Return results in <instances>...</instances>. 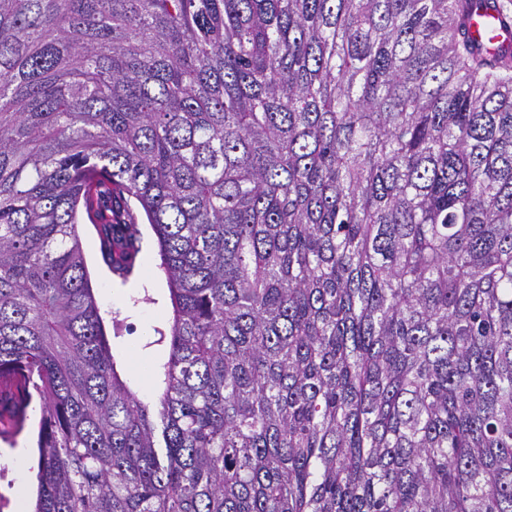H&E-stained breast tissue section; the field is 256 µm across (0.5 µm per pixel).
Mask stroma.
Here are the masks:
<instances>
[{"label":"stroma","instance_id":"stroma-1","mask_svg":"<svg viewBox=\"0 0 512 512\" xmlns=\"http://www.w3.org/2000/svg\"><path fill=\"white\" fill-rule=\"evenodd\" d=\"M140 230L142 250L133 275L124 281L105 264L94 227L86 222L79 227L91 287L101 308L116 370L140 397L152 399L162 389L160 372L168 347L160 336L169 330L173 309L151 228L144 223ZM39 417L38 404H31L24 429L0 438V512H15L16 504L9 491L23 472L29 475L24 499L29 504L34 501Z\"/></svg>","mask_w":512,"mask_h":512}]
</instances>
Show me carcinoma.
Instances as JSON below:
<instances>
[{"instance_id": "carcinoma-1", "label": "carcinoma", "mask_w": 512, "mask_h": 512, "mask_svg": "<svg viewBox=\"0 0 512 512\" xmlns=\"http://www.w3.org/2000/svg\"><path fill=\"white\" fill-rule=\"evenodd\" d=\"M500 0H0V376L34 512H512ZM107 180L88 183L94 170ZM156 239L164 388L82 251ZM471 35L480 43H512V26L504 29L498 26L490 16H485L471 28Z\"/></svg>"}]
</instances>
